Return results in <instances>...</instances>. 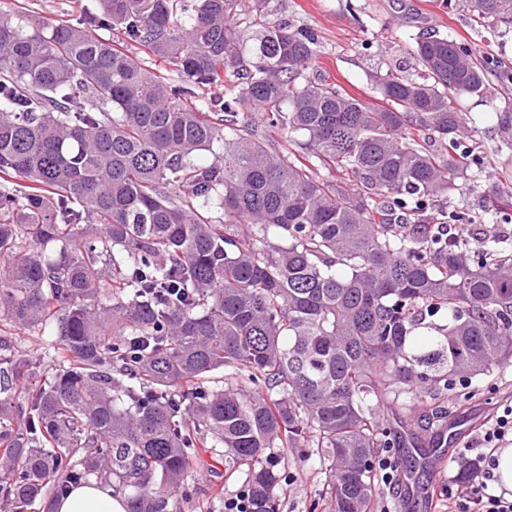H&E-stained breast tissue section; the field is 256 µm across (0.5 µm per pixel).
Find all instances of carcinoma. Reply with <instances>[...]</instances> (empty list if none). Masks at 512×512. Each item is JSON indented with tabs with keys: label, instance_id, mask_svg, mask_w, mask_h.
Masks as SVG:
<instances>
[{
	"label": "carcinoma",
	"instance_id": "1",
	"mask_svg": "<svg viewBox=\"0 0 512 512\" xmlns=\"http://www.w3.org/2000/svg\"><path fill=\"white\" fill-rule=\"evenodd\" d=\"M461 6L512 26V0ZM272 10H0V316L56 364L38 380L0 336L6 512H56L92 481L127 512H181L206 449L245 473L251 512H278L290 448L331 463L334 512H370L378 449L403 445L383 409L427 416L512 365V251L472 250L475 217L440 205L477 176L457 102L484 96L485 66L424 37V78L377 75L370 103L310 76L319 36ZM496 118L506 174L512 107ZM95 32L103 38H110L119 41L127 50L129 55L135 58L139 63H142L145 68L152 71L158 70L163 72L171 79L177 78V72L174 70V67L169 66L152 56L146 55L136 43L127 40L122 32L112 30V27H104L103 29H98Z\"/></svg>",
	"mask_w": 512,
	"mask_h": 512
}]
</instances>
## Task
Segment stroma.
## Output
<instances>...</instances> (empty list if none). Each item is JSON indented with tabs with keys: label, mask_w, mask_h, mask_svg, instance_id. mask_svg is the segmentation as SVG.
<instances>
[{
	"label": "stroma",
	"mask_w": 512,
	"mask_h": 512,
	"mask_svg": "<svg viewBox=\"0 0 512 512\" xmlns=\"http://www.w3.org/2000/svg\"><path fill=\"white\" fill-rule=\"evenodd\" d=\"M95 0H0V8L16 6L52 21L66 14H79L92 8ZM270 23L283 21L313 29L321 41L316 62L318 72L333 81L375 101L372 80L377 73L400 70L420 79L422 70L410 53L424 32L438 31L451 36L471 50L487 69V92L482 105L472 115L481 133L474 147L487 157L482 175L469 188L449 196V210L476 216L477 236L470 247L482 246L486 236L499 237L503 247H512V217L486 216L487 201L493 194L512 195V177L502 178L496 168V114L512 104V28L500 24L483 25L458 8L455 0H274ZM0 336L13 337L16 348L25 354L39 373L52 372L55 364L43 353L44 338L31 328H20L0 318ZM512 402V367L501 369L491 378L473 383L469 394L448 402L451 421H486L498 407ZM480 450L453 451L441 472L419 474L427 493L410 497L402 482L381 487L377 497L386 500L390 512H446L449 490H462L459 477L462 464L477 463ZM281 477L277 489L279 512H333L326 494L327 464L297 449L277 467ZM242 473L225 475L223 467L201 465L187 477L178 503L181 512H224L226 499L241 489Z\"/></svg>",
	"instance_id": "35a3bbf8"
}]
</instances>
